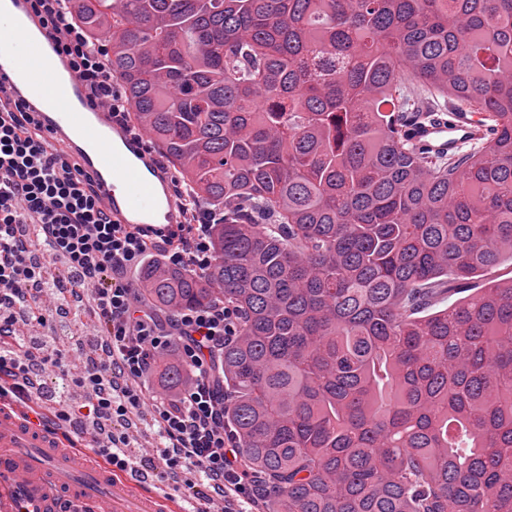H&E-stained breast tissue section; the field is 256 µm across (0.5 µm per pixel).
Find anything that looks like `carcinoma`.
Returning a JSON list of instances; mask_svg holds the SVG:
<instances>
[{
    "mask_svg": "<svg viewBox=\"0 0 512 512\" xmlns=\"http://www.w3.org/2000/svg\"><path fill=\"white\" fill-rule=\"evenodd\" d=\"M216 261L150 259L171 315L235 310L224 430L258 512H512V0H70ZM494 137L425 155L440 111ZM157 379L182 382L163 359Z\"/></svg>",
    "mask_w": 512,
    "mask_h": 512,
    "instance_id": "cac0c4a2",
    "label": "carcinoma"
}]
</instances>
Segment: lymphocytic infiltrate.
Instances as JSON below:
<instances>
[{
	"label": "lymphocytic infiltrate",
	"instance_id": "lymphocytic-infiltrate-1",
	"mask_svg": "<svg viewBox=\"0 0 512 512\" xmlns=\"http://www.w3.org/2000/svg\"><path fill=\"white\" fill-rule=\"evenodd\" d=\"M44 35L68 59L91 100L106 106L113 119L128 121V104L112 74L105 45L91 44L70 17L69 0H30ZM10 93L0 84V397L27 392L31 378L44 370L50 354L33 355L19 336L17 314L41 319L47 283L43 268L29 257L21 231L39 225L46 242L63 256L72 287L89 292L104 323L105 363L86 366L79 379L92 397L60 420L77 427L105 414L126 423L141 407L151 406L158 423V443L144 452L165 456L170 469H189L196 482L185 497L201 512L223 497L229 512H255L258 479L244 466L224 435V404L213 386L214 366L224 341L235 332L236 316L217 303L186 308L165 320L139 300L126 279L129 269L158 254L169 266L208 269L214 262L210 226L213 211L183 188L175 199L183 224L173 229L118 224L106 214L92 180L76 170L47 139L33 129L31 109L9 107ZM172 353L191 382L182 396L168 399L144 382L156 359Z\"/></svg>",
	"mask_w": 512,
	"mask_h": 512
}]
</instances>
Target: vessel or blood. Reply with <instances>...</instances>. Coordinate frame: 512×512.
<instances>
[{
	"label": "vessel or blood",
	"mask_w": 512,
	"mask_h": 512,
	"mask_svg": "<svg viewBox=\"0 0 512 512\" xmlns=\"http://www.w3.org/2000/svg\"><path fill=\"white\" fill-rule=\"evenodd\" d=\"M0 41L19 42L17 61L0 58V83L14 101L35 112L42 134L79 171L90 174L105 209L120 224L156 229L183 221L168 189L169 175L143 149L140 138L112 122L107 109L90 101L77 75L39 35L28 0H5ZM466 114L415 130L422 146L441 153L472 139ZM95 502L103 512H171L164 493L138 489L127 478L89 463L85 453L64 447L51 428L24 421L16 408L0 407V512H67V504Z\"/></svg>",
	"instance_id": "obj_1"
}]
</instances>
